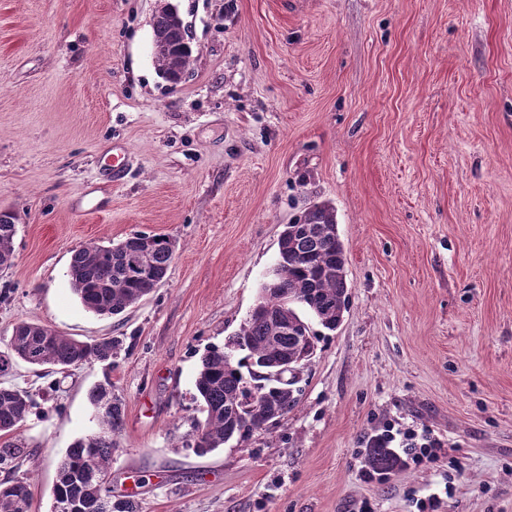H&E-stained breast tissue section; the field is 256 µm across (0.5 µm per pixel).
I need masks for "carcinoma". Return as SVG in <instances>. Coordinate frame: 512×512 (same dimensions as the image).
Instances as JSON below:
<instances>
[{
	"instance_id": "cac0c4a2",
	"label": "carcinoma",
	"mask_w": 512,
	"mask_h": 512,
	"mask_svg": "<svg viewBox=\"0 0 512 512\" xmlns=\"http://www.w3.org/2000/svg\"><path fill=\"white\" fill-rule=\"evenodd\" d=\"M153 41L168 50L153 53L164 78L172 82L185 73L192 49L187 32L169 5L153 21ZM16 224L0 214V267L14 259ZM175 244L162 235L136 234L117 245H89L71 258L69 278L73 293L87 311L118 315L150 295L165 278ZM346 252L340 240L336 213L330 203L311 202L279 239V257L273 277L262 287L260 308L250 312L224 348L203 355L195 378L196 397L206 417L194 427L191 448L199 455L224 446L230 437L244 439L262 425L288 414L295 405L291 383L263 377L256 370H274L286 358L297 361L316 350V335L295 311H309L328 331L336 330L348 304ZM120 341L106 337L93 342L67 338L32 322L14 328L7 350L0 351V373L20 360L34 367L50 366L58 372L92 362H110ZM237 351L246 355L238 358ZM88 399L109 434L95 433L76 440L57 462L53 501L77 505L74 512H140L138 501H112V488L100 481L109 476L117 444L112 435L122 429V403L112 393V382L95 386ZM32 397L16 387L0 386V465L8 466L27 452L11 435L26 421ZM367 463L376 471H393L398 462L387 448H368ZM26 482L0 483V512H29Z\"/></svg>"
}]
</instances>
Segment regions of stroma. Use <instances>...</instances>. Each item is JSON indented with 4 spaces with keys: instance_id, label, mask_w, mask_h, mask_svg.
I'll use <instances>...</instances> for the list:
<instances>
[{
    "instance_id": "obj_1",
    "label": "stroma",
    "mask_w": 512,
    "mask_h": 512,
    "mask_svg": "<svg viewBox=\"0 0 512 512\" xmlns=\"http://www.w3.org/2000/svg\"><path fill=\"white\" fill-rule=\"evenodd\" d=\"M172 2L192 58L159 73ZM128 157L104 211L76 207ZM330 202L349 304L246 440L189 448L194 381L257 303L279 239ZM0 350L30 321L111 363L17 362L27 453L0 469L51 512L56 462L98 431L88 394L123 402L112 496L141 512H512V0H0ZM136 233L174 241L155 291L107 317L70 288L72 254ZM429 430L446 459L365 480L386 425ZM16 224L8 213L0 214V267L10 266L14 259Z\"/></svg>"
}]
</instances>
